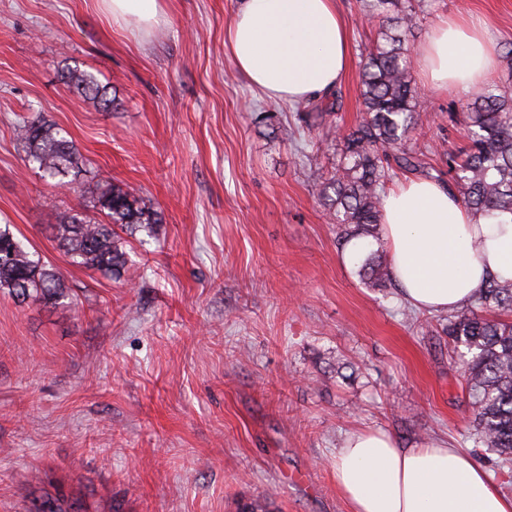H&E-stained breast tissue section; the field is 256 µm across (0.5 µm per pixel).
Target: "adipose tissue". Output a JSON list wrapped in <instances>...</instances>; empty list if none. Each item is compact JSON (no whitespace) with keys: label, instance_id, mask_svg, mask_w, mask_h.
I'll return each instance as SVG.
<instances>
[{"label":"adipose tissue","instance_id":"ef3b65f1","mask_svg":"<svg viewBox=\"0 0 512 512\" xmlns=\"http://www.w3.org/2000/svg\"><path fill=\"white\" fill-rule=\"evenodd\" d=\"M115 22L150 31L165 0H105ZM224 49L267 98L298 103L330 93L349 66L348 28L336 0H243L224 30ZM489 26L450 17L432 29L418 59L424 81L465 96L492 77ZM382 240L405 303L445 312L483 288L487 274L512 281V216L475 223L457 196L434 180L410 179L383 197ZM352 512H512L465 451L440 440L412 448L365 429L349 435L333 464Z\"/></svg>","mask_w":512,"mask_h":512}]
</instances>
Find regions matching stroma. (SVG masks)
Segmentation results:
<instances>
[{
  "instance_id": "35a3bbf8",
  "label": "stroma",
  "mask_w": 512,
  "mask_h": 512,
  "mask_svg": "<svg viewBox=\"0 0 512 512\" xmlns=\"http://www.w3.org/2000/svg\"><path fill=\"white\" fill-rule=\"evenodd\" d=\"M241 0H166L150 35L104 0H0V225L63 274L71 303L0 293V512L58 491L89 512H351L332 464L349 432L445 439L512 496V473L470 438L469 398L445 321L368 287L317 195L340 139L309 143L296 108L254 90L224 52ZM350 37L338 113L363 117L360 73L377 28L337 0ZM410 58L442 18H484L512 84V0H417ZM92 73L111 109L70 91ZM411 76L424 109L408 142L446 170L469 141L466 98ZM65 130L89 159L52 185L14 136L19 116ZM318 159L306 164V154ZM106 177L162 217L128 237L115 279L72 266L48 238Z\"/></svg>"
}]
</instances>
